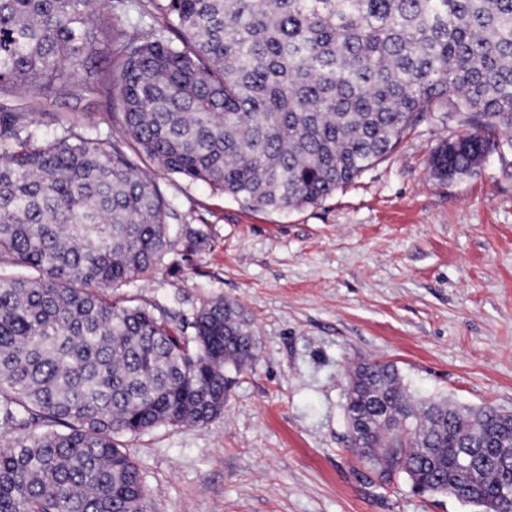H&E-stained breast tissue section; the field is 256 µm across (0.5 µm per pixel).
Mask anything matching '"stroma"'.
<instances>
[{
  "instance_id": "1",
  "label": "stroma",
  "mask_w": 512,
  "mask_h": 512,
  "mask_svg": "<svg viewBox=\"0 0 512 512\" xmlns=\"http://www.w3.org/2000/svg\"><path fill=\"white\" fill-rule=\"evenodd\" d=\"M137 3L108 0L113 36L160 28ZM41 109L106 137L120 107L98 79ZM459 132L432 112L355 181L285 211L144 163L170 224L205 245L175 247L113 298L188 317L221 297L258 341L221 416L122 436L156 512H474L358 459L343 409L348 369L368 359L394 363L418 396L512 413V153L438 179L431 155Z\"/></svg>"
}]
</instances>
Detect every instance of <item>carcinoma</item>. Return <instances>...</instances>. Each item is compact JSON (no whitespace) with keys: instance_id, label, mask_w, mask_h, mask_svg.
Listing matches in <instances>:
<instances>
[{"instance_id":"1","label":"carcinoma","mask_w":512,"mask_h":512,"mask_svg":"<svg viewBox=\"0 0 512 512\" xmlns=\"http://www.w3.org/2000/svg\"><path fill=\"white\" fill-rule=\"evenodd\" d=\"M106 93L109 137L34 140L37 101L93 76L111 32L104 0H0V512H154L118 443L224 413L226 373L255 336L219 298L192 320L109 291L150 274L178 244L148 159L256 209L316 204L388 154L444 104L462 132L432 174L478 173L512 149V0H155ZM175 38H170L167 33ZM8 267L31 271L26 277ZM351 447L421 497L512 512V431L486 447L499 409L416 402L392 363L345 384Z\"/></svg>"}]
</instances>
